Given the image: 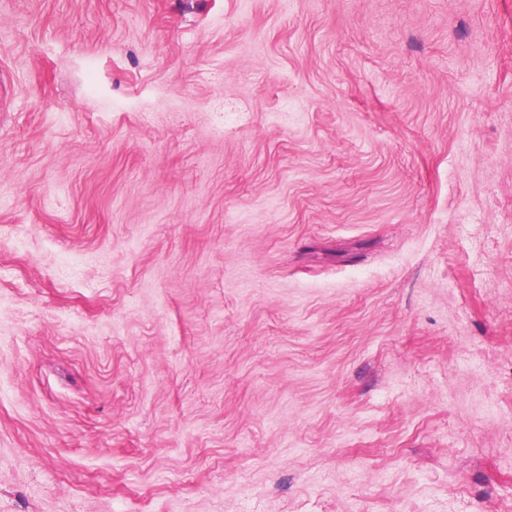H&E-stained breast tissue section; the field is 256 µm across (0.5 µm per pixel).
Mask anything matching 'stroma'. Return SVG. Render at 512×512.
Listing matches in <instances>:
<instances>
[{
	"label": "stroma",
	"instance_id": "35a3bbf8",
	"mask_svg": "<svg viewBox=\"0 0 512 512\" xmlns=\"http://www.w3.org/2000/svg\"><path fill=\"white\" fill-rule=\"evenodd\" d=\"M0 512H512V0H0Z\"/></svg>",
	"mask_w": 512,
	"mask_h": 512
}]
</instances>
